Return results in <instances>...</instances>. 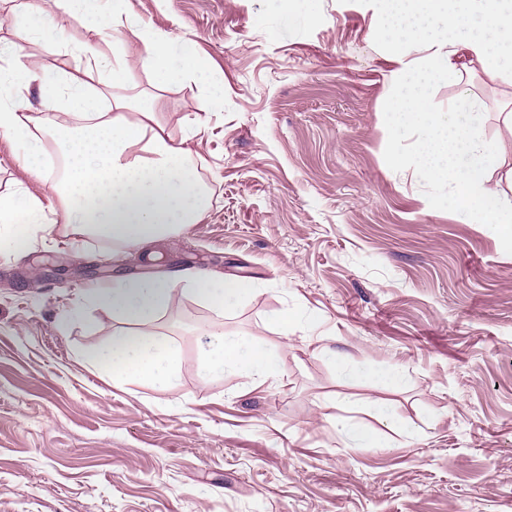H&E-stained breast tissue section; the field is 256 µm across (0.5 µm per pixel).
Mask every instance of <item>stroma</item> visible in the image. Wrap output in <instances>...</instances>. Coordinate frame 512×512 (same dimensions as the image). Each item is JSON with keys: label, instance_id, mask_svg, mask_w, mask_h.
I'll return each mask as SVG.
<instances>
[{"label": "stroma", "instance_id": "1", "mask_svg": "<svg viewBox=\"0 0 512 512\" xmlns=\"http://www.w3.org/2000/svg\"><path fill=\"white\" fill-rule=\"evenodd\" d=\"M128 9L132 27L103 30L133 62L113 93H159L157 119L176 139L203 122L191 146L212 207L117 261L94 236L78 252L0 249V512H512V242L415 175L423 132L387 108L400 64L377 0ZM137 27L208 56L211 76L156 90L136 65ZM0 37L47 69L72 65L10 24ZM470 88L488 109L483 135L499 140L512 76L479 72ZM20 184L47 191L0 135V194ZM155 271L179 301L152 327L180 352L165 389L84 360L111 339V313L89 306L59 325L85 288ZM200 271L257 290L220 318L182 291ZM278 310L322 325L281 331L268 322ZM218 321L279 351L274 386L203 377L198 332ZM391 365L407 385L349 376ZM340 417L380 432L386 450L348 447Z\"/></svg>", "mask_w": 512, "mask_h": 512}]
</instances>
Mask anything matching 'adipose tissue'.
Listing matches in <instances>:
<instances>
[{"label":"adipose tissue","mask_w":512,"mask_h":512,"mask_svg":"<svg viewBox=\"0 0 512 512\" xmlns=\"http://www.w3.org/2000/svg\"><path fill=\"white\" fill-rule=\"evenodd\" d=\"M388 20L385 38L409 80L390 102L400 122L419 127L416 149L422 179L447 184L448 200L461 214L482 224L506 226L512 235V159L481 134L485 104L461 87L447 111H435L432 80L459 78L479 65L512 73V0H381ZM83 9L85 38H61V17ZM127 0H49L47 6L13 13V25L38 40H51L74 62L50 71L16 43L0 40V133L22 149V164L34 178L53 183L55 197L40 198L18 188L0 195V246L26 239L63 237L78 244L95 235L111 241L118 254L173 239L199 223L212 206L189 146L199 132L188 122L173 139L157 121L155 96L104 101L91 87L92 74L112 84L124 81L130 65L117 48L90 50L104 24L125 26ZM143 51L137 62L158 84L191 82L211 71L207 57L173 60L168 38L139 30ZM423 41L425 57L407 58L406 43ZM39 88L45 106L68 112L71 122L23 112L21 102ZM186 291L217 314L237 307L252 291L250 281L196 273ZM87 303L111 312L117 327L110 342L88 361L145 387H163L178 378L179 349L164 344L149 327L173 304V285L164 277L116 278L86 294ZM202 372L248 379L268 388L281 372L277 350L218 329L201 330Z\"/></svg>","instance_id":"ef3b65f1"}]
</instances>
